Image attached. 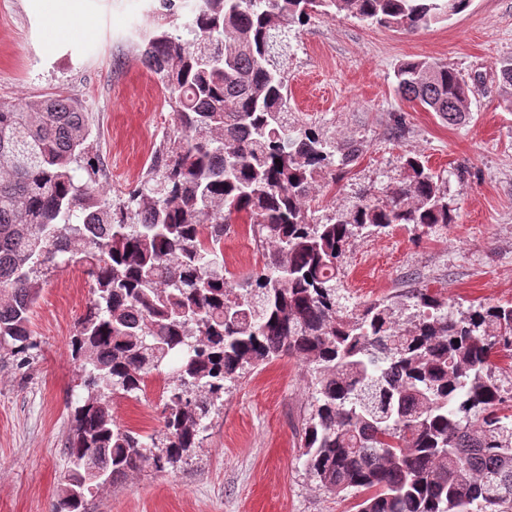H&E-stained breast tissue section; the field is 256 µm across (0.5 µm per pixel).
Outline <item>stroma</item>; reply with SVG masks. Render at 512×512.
<instances>
[{
    "instance_id": "35a3bbf8",
    "label": "stroma",
    "mask_w": 512,
    "mask_h": 512,
    "mask_svg": "<svg viewBox=\"0 0 512 512\" xmlns=\"http://www.w3.org/2000/svg\"><path fill=\"white\" fill-rule=\"evenodd\" d=\"M89 37H51L41 0H0V100L55 94L82 106L109 197L134 188L175 118L165 91L139 60L140 36L159 22L153 0H78ZM280 65L292 119L360 145L348 170L325 175L312 194L316 217L360 194L384 198L403 177L405 155L439 175L457 220L418 235L399 225L354 241L342 286L364 306L426 288L459 308L512 302V110L498 67L512 56V0H470L448 21L408 34L351 17L315 14L291 27ZM408 59L448 64L474 84L465 121L449 124L403 99L395 71ZM262 263L243 220L224 236L236 275ZM91 297L80 265L59 266L32 314L37 347L25 366L0 351V512H51L67 467L70 402L84 399L68 347ZM161 377L144 395L114 400L119 422L142 434L161 426ZM311 373L285 356L227 384L201 444L176 469L147 470L92 491L86 512H355L304 467L301 424Z\"/></svg>"
}]
</instances>
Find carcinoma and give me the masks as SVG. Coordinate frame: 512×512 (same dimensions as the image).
<instances>
[{
  "mask_svg": "<svg viewBox=\"0 0 512 512\" xmlns=\"http://www.w3.org/2000/svg\"><path fill=\"white\" fill-rule=\"evenodd\" d=\"M469 0H195L181 27L159 25L139 59L167 92L173 136L139 186L117 201L96 171L85 115L69 96L0 101V350L35 348L31 316L58 258L85 268L91 298L69 339L84 387L52 512H85L86 492L199 447L226 382L283 356L313 374L304 466L357 512H512V390L493 358L512 351V303L459 310L426 288L349 307L337 287L358 236L400 224L429 234L455 223L439 176L419 158L383 200L363 195L321 220L318 178L360 156L315 125L289 121L277 61L282 35L316 11L415 32ZM397 88L443 121L467 112L454 68L409 60ZM499 87L512 107V58ZM246 215L262 265L235 280L224 233ZM178 364L169 368L172 358ZM164 376L162 430L117 421L112 401Z\"/></svg>",
  "mask_w": 512,
  "mask_h": 512,
  "instance_id": "cac0c4a2",
  "label": "carcinoma"
}]
</instances>
